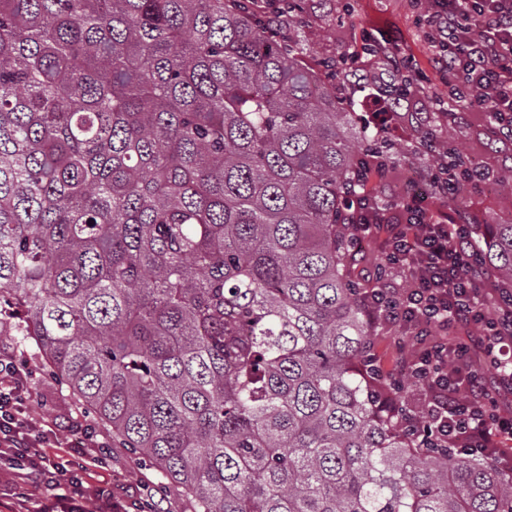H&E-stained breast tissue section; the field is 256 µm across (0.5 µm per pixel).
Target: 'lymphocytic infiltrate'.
Wrapping results in <instances>:
<instances>
[{"instance_id": "1", "label": "lymphocytic infiltrate", "mask_w": 512, "mask_h": 512, "mask_svg": "<svg viewBox=\"0 0 512 512\" xmlns=\"http://www.w3.org/2000/svg\"><path fill=\"white\" fill-rule=\"evenodd\" d=\"M437 62L449 81L478 97L489 111L488 132L512 137V0H426ZM406 215L392 223L387 210L361 213L360 236L384 238L386 262L403 270V288H377L366 306L376 322L413 324L420 347L402 371L422 379L428 400L417 419L443 444L464 454L491 452L495 466L512 467V411L501 397L512 394V298H489L487 272L473 264L470 230L435 199H401ZM491 378H484L483 368ZM32 372L14 355L0 354V464L18 474L12 512H28L30 492L42 495L41 512H154L150 499L124 504L111 486L90 487L101 458L97 436L84 431L68 457H48L61 445L58 432L29 414Z\"/></svg>"}]
</instances>
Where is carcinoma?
Wrapping results in <instances>:
<instances>
[{"instance_id": "cac0c4a2", "label": "carcinoma", "mask_w": 512, "mask_h": 512, "mask_svg": "<svg viewBox=\"0 0 512 512\" xmlns=\"http://www.w3.org/2000/svg\"><path fill=\"white\" fill-rule=\"evenodd\" d=\"M306 2L0 0V320L199 512H512L378 379L352 199L408 148L304 62ZM474 232L512 288V223Z\"/></svg>"}]
</instances>
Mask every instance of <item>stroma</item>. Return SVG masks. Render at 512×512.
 Segmentation results:
<instances>
[{"label":"stroma","mask_w":512,"mask_h":512,"mask_svg":"<svg viewBox=\"0 0 512 512\" xmlns=\"http://www.w3.org/2000/svg\"><path fill=\"white\" fill-rule=\"evenodd\" d=\"M352 3L357 41L345 46L341 43L342 30L337 21V0H312L307 23L302 29L310 48L307 63L315 64L343 49L351 53L358 51L361 40L371 36L397 49L400 67L412 74L418 94L447 101L450 88L435 66L427 39L428 28L418 0H352ZM464 116V121L456 127L443 121L434 122L437 135L450 138L460 153L474 163L504 173L512 172V144L503 143L485 132L484 112L470 108ZM403 168L398 179L379 182L380 194L391 199L412 195L415 181L429 182L435 171L431 159L422 150L410 153ZM449 207L463 212L472 224L512 221V194L493 184L479 191L461 189ZM415 336L414 330L402 325L381 324L372 338L377 363L386 371H395L399 350L414 342ZM0 346L13 350L33 371L36 397L32 415L36 420L58 428L72 420H82L94 425L100 440L108 443V466L96 470L95 480L104 479L116 485H141L152 493L159 512H196L191 498L171 485L158 469L129 449L113 444L109 430L98 424L96 417L79 404L65 385L49 375L40 350L17 336L10 324L0 325Z\"/></svg>","instance_id":"stroma-1"}]
</instances>
